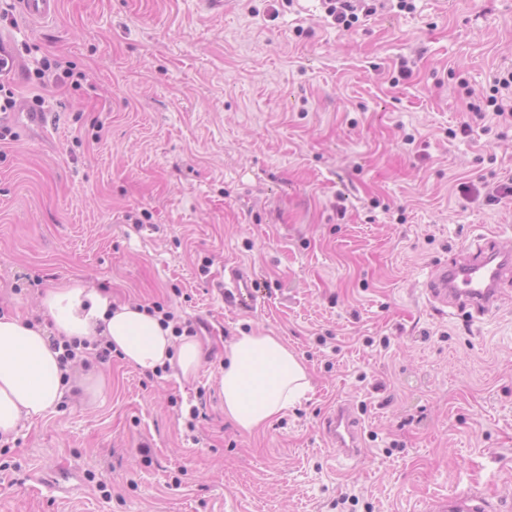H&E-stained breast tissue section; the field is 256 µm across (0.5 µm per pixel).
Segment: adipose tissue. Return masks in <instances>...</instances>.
I'll return each mask as SVG.
<instances>
[{
  "label": "adipose tissue",
  "mask_w": 512,
  "mask_h": 512,
  "mask_svg": "<svg viewBox=\"0 0 512 512\" xmlns=\"http://www.w3.org/2000/svg\"><path fill=\"white\" fill-rule=\"evenodd\" d=\"M41 305L47 324L0 316V437L14 435L23 421L41 418L64 397L95 401L101 375L74 380L50 338L71 344L109 342L131 366L156 371L170 366L189 382L203 366V352L190 336L175 338L171 327L145 308L118 304L108 288L71 279L47 289ZM311 380L305 363L281 337L245 333L224 350L220 393L224 414L242 431L269 425L305 398Z\"/></svg>",
  "instance_id": "ef3b65f1"
}]
</instances>
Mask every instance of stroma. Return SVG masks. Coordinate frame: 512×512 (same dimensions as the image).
<instances>
[{"instance_id":"35a3bbf8","label":"stroma","mask_w":512,"mask_h":512,"mask_svg":"<svg viewBox=\"0 0 512 512\" xmlns=\"http://www.w3.org/2000/svg\"><path fill=\"white\" fill-rule=\"evenodd\" d=\"M60 0L0 16L17 111L0 124V311L78 278L193 326L196 378L82 351L69 397L0 441V512H421L466 487L512 512V280L494 316L435 310L436 264L512 250V0ZM60 77L38 78L43 60ZM469 132H462V122ZM249 267L259 307H228ZM282 337L307 398L224 416V345ZM359 460L321 433L338 404ZM203 407L192 418L194 407ZM23 13L30 19L43 20L55 17L59 0H21ZM325 13L337 27L349 30L358 22L357 14L359 5L364 0H324Z\"/></svg>"}]
</instances>
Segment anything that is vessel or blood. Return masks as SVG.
I'll return each instance as SVG.
<instances>
[{"instance_id":"1","label":"vessel or blood","mask_w":512,"mask_h":512,"mask_svg":"<svg viewBox=\"0 0 512 512\" xmlns=\"http://www.w3.org/2000/svg\"><path fill=\"white\" fill-rule=\"evenodd\" d=\"M24 14L34 20L55 17L59 0H21ZM512 278V252L477 250L466 252L461 261L436 265L426 290L430 302L442 308L470 310L477 315L497 309L501 286ZM254 282L241 267H232L224 279V301L240 310H253L257 299ZM323 434L342 461L357 460L362 454V426L351 408L339 405L325 418ZM489 497L460 490L444 498L429 500L423 512H493Z\"/></svg>"}]
</instances>
